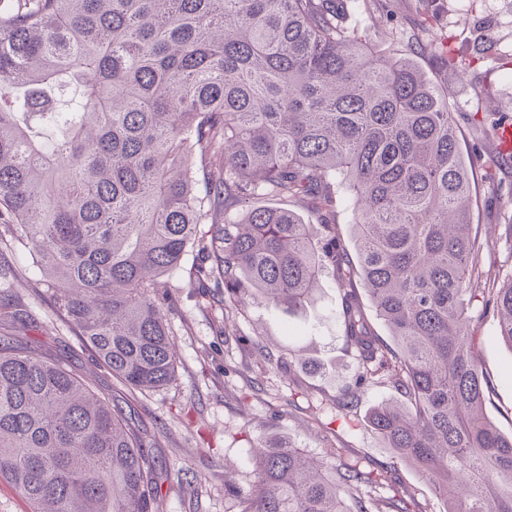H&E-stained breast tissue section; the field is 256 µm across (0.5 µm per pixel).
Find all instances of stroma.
<instances>
[{
  "mask_svg": "<svg viewBox=\"0 0 512 512\" xmlns=\"http://www.w3.org/2000/svg\"><path fill=\"white\" fill-rule=\"evenodd\" d=\"M345 22L377 53L415 60L447 93L471 165V222L485 241L477 264L495 282L506 281L512 276V158L499 157L495 142L468 116L488 125L512 117V70L501 65L512 57V0H347ZM477 34L492 51L464 72L442 65L426 48L444 36L452 53L467 52ZM198 263L195 249H187L180 267L159 279L172 297L176 379L133 398L58 312L51 292L36 284L26 254L0 238V296L31 312L27 334L38 350L67 359L95 389L119 400L137 428L159 433L157 454L172 487L159 512H238L225 482L251 489L253 452L273 443L317 458L336 448L341 460L367 471L390 461L392 452L368 417L396 399L395 390L370 388L345 416L333 403L357 369L343 342L336 281L323 275L314 303L297 312L250 305L230 316L221 296L195 286L190 274ZM476 336L492 380L485 412L501 433L511 434L512 348L499 338L493 316L477 322ZM257 342L272 363L252 351Z\"/></svg>",
  "mask_w": 512,
  "mask_h": 512,
  "instance_id": "stroma-1",
  "label": "stroma"
}]
</instances>
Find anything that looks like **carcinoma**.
I'll use <instances>...</instances> for the list:
<instances>
[{
    "mask_svg": "<svg viewBox=\"0 0 512 512\" xmlns=\"http://www.w3.org/2000/svg\"><path fill=\"white\" fill-rule=\"evenodd\" d=\"M346 0H0V216L79 335L136 394L175 380L157 278L190 246L224 310L302 309L340 285L357 372L341 414L374 408L393 450L376 473L287 445L255 454L240 512H424L416 467L445 512H512V435L483 411L490 378L472 308L512 348V278L482 286L483 242L448 100L409 59L341 25ZM470 58L430 45L456 69ZM354 197L353 249L330 218ZM255 195L309 201L321 223ZM208 225L203 231L200 225ZM387 327H373L367 307ZM28 315L0 299V322ZM119 404L66 363L0 335V481L29 512H158L167 474ZM400 476L404 484L413 491L424 504L427 512H440L443 509L442 502L435 496L428 480L420 471L412 466L399 464Z\"/></svg>",
    "mask_w": 512,
    "mask_h": 512,
    "instance_id": "1",
    "label": "carcinoma"
}]
</instances>
